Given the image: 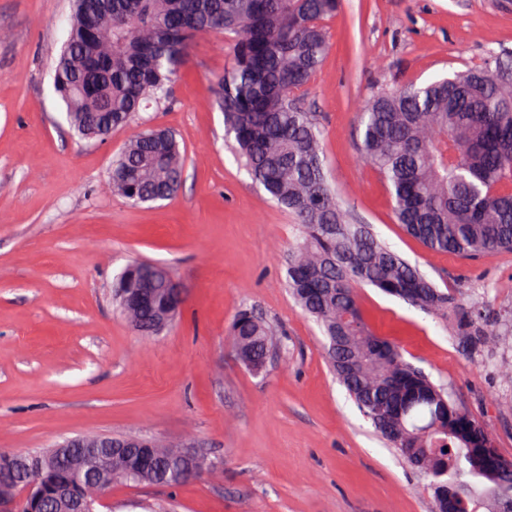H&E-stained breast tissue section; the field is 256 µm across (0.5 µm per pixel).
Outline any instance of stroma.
I'll return each instance as SVG.
<instances>
[{
    "mask_svg": "<svg viewBox=\"0 0 512 512\" xmlns=\"http://www.w3.org/2000/svg\"><path fill=\"white\" fill-rule=\"evenodd\" d=\"M72 13V0H0L10 33L0 41V451L136 432L221 469L177 486L114 485L98 512H434L423 474L374 432L285 286L293 215L251 187L224 145L222 112L206 105L231 60L228 40L197 39L171 103L144 111L176 133L187 160L175 199L135 207L106 188L129 130L79 141L53 89ZM327 26L331 49L305 107L342 202L441 290L477 293L512 315V251L474 262L405 235L356 140L374 92L512 55V0H343ZM134 260L163 266L182 288L180 314L161 334L139 333L113 303ZM359 304L371 329L490 425L512 457V383L497 371L512 340L472 356L448 322L399 299L365 287ZM243 309L277 341L258 374L227 342Z\"/></svg>",
    "mask_w": 512,
    "mask_h": 512,
    "instance_id": "stroma-1",
    "label": "stroma"
}]
</instances>
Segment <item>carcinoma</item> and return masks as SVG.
<instances>
[{
	"label": "carcinoma",
	"instance_id": "carcinoma-1",
	"mask_svg": "<svg viewBox=\"0 0 512 512\" xmlns=\"http://www.w3.org/2000/svg\"><path fill=\"white\" fill-rule=\"evenodd\" d=\"M341 0H74L53 86L74 133L101 141L136 114L171 100V85L193 41L218 33L234 41L232 63L208 106L224 113V139L254 186L291 212L300 228L286 284L319 326L332 371L379 435L430 479L435 512H512V458L488 424L466 414L392 342L376 335L358 304L366 285L428 315L445 318L463 352L485 353L512 338L478 294L440 290L418 267L353 221L332 186L323 131L305 97L329 51L326 21ZM96 22L89 38L85 19ZM491 55L475 70L374 94L361 108V161L380 176L395 220L427 248L470 261L512 250V77ZM185 155L176 134L142 124L112 160L108 185L129 204L175 198ZM156 303L138 308L150 334ZM229 342L255 373L275 341L248 310ZM178 449L159 442L138 471L123 464L115 483L178 485L168 467ZM85 461L77 473L62 456L43 462L36 512H59L58 489L93 492Z\"/></svg>",
	"mask_w": 512,
	"mask_h": 512
}]
</instances>
